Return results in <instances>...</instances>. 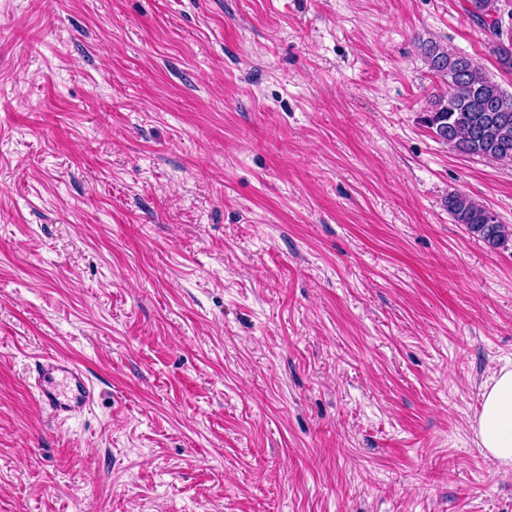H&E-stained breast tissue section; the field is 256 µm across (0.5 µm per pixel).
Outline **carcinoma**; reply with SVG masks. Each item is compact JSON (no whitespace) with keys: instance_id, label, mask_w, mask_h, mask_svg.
Wrapping results in <instances>:
<instances>
[{"instance_id":"carcinoma-1","label":"carcinoma","mask_w":512,"mask_h":512,"mask_svg":"<svg viewBox=\"0 0 512 512\" xmlns=\"http://www.w3.org/2000/svg\"><path fill=\"white\" fill-rule=\"evenodd\" d=\"M468 15L487 37V48L502 71L512 73V34L502 30L495 18L496 0H468ZM419 49L430 70L446 87L424 112L423 123L435 137L457 152L497 162L512 163V93L502 89L472 59L451 52L433 40L422 41ZM456 224L499 248L512 241V230L498 215L479 201L462 193L445 200Z\"/></svg>"}]
</instances>
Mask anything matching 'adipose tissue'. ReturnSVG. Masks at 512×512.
<instances>
[{"label":"adipose tissue","instance_id":"adipose-tissue-1","mask_svg":"<svg viewBox=\"0 0 512 512\" xmlns=\"http://www.w3.org/2000/svg\"><path fill=\"white\" fill-rule=\"evenodd\" d=\"M475 427L477 445L498 470L512 467V368H501L483 393Z\"/></svg>","mask_w":512,"mask_h":512}]
</instances>
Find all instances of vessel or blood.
Segmentation results:
<instances>
[{"label":"vessel or blood","mask_w":512,"mask_h":512,"mask_svg":"<svg viewBox=\"0 0 512 512\" xmlns=\"http://www.w3.org/2000/svg\"><path fill=\"white\" fill-rule=\"evenodd\" d=\"M38 402L60 422L90 408L95 388L85 371L72 361L55 356L42 358L33 376Z\"/></svg>","instance_id":"obj_1"}]
</instances>
